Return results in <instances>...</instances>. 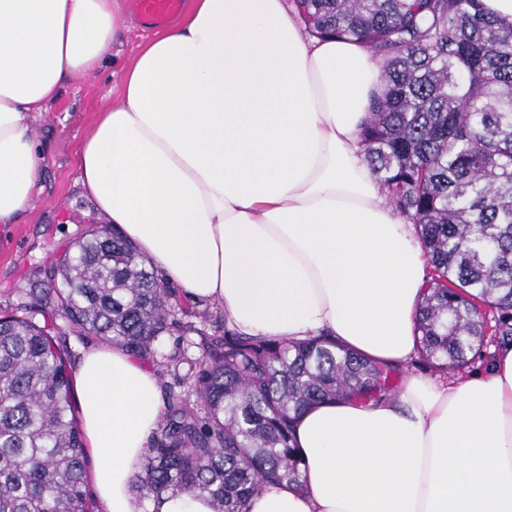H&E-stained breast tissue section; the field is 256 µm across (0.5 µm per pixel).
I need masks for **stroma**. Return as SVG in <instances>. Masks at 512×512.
I'll return each mask as SVG.
<instances>
[{"instance_id":"35a3bbf8","label":"stroma","mask_w":512,"mask_h":512,"mask_svg":"<svg viewBox=\"0 0 512 512\" xmlns=\"http://www.w3.org/2000/svg\"><path fill=\"white\" fill-rule=\"evenodd\" d=\"M122 16L127 29L113 49L112 65L67 84L32 123L44 149L42 190L16 223L0 224V313L15 310L29 289L46 288L53 263L79 237L106 225L80 185L78 149L98 112L118 98L122 65L153 35L130 10Z\"/></svg>"}]
</instances>
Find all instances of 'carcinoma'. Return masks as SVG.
Returning <instances> with one entry per match:
<instances>
[{"instance_id":"carcinoma-1","label":"carcinoma","mask_w":512,"mask_h":512,"mask_svg":"<svg viewBox=\"0 0 512 512\" xmlns=\"http://www.w3.org/2000/svg\"><path fill=\"white\" fill-rule=\"evenodd\" d=\"M291 5L310 36L357 41L380 64L359 137L428 257L417 357L397 368L322 336L224 329L222 311L197 312L131 243L92 231L60 260L55 300L32 291L0 316V512L97 508L57 340L66 330L118 343L172 378L140 494L205 495L213 512H248L266 486L299 484L294 420L309 406L391 400L413 368H463L487 336L512 345V25L482 0Z\"/></svg>"}]
</instances>
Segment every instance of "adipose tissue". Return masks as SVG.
<instances>
[{"instance_id": "obj_1", "label": "adipose tissue", "mask_w": 512, "mask_h": 512, "mask_svg": "<svg viewBox=\"0 0 512 512\" xmlns=\"http://www.w3.org/2000/svg\"><path fill=\"white\" fill-rule=\"evenodd\" d=\"M121 32L118 0H0V224L39 189L30 116L95 75ZM379 80L363 44L309 36L287 0H190L124 66L79 181L230 328L404 365L427 257L359 143ZM73 386L101 512H144L131 484L164 412L155 377L121 346L92 347ZM294 426L300 486L267 487L249 512H512V345L485 370L322 401Z\"/></svg>"}]
</instances>
